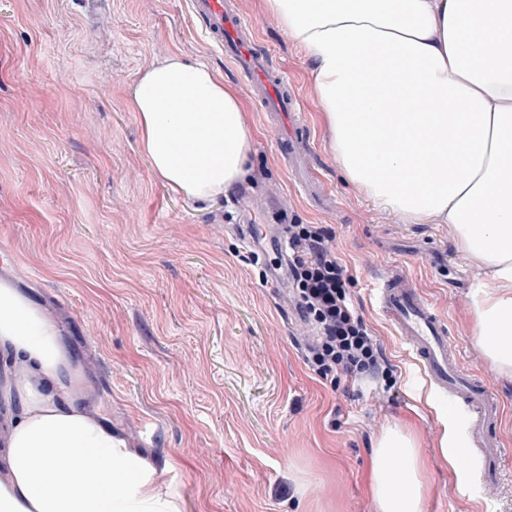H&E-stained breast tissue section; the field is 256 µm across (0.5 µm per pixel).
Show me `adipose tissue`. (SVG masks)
Returning a JSON list of instances; mask_svg holds the SVG:
<instances>
[{
  "mask_svg": "<svg viewBox=\"0 0 512 512\" xmlns=\"http://www.w3.org/2000/svg\"><path fill=\"white\" fill-rule=\"evenodd\" d=\"M307 53L345 178L413 222L451 225L491 286L474 302L479 345L512 378V0H265ZM482 22L483 43L470 27ZM153 172L194 200L247 173L254 132L235 89L171 57L130 100ZM383 137L382 151L366 136ZM0 364L14 379L0 424V512H179L157 470L81 407L82 377L58 326L0 278ZM68 466L69 483L57 480ZM379 512H420L421 452L402 426L377 439Z\"/></svg>",
  "mask_w": 512,
  "mask_h": 512,
  "instance_id": "1",
  "label": "adipose tissue"
}]
</instances>
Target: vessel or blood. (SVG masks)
<instances>
[{
	"label": "vessel or blood",
	"instance_id": "b4317fda",
	"mask_svg": "<svg viewBox=\"0 0 512 512\" xmlns=\"http://www.w3.org/2000/svg\"><path fill=\"white\" fill-rule=\"evenodd\" d=\"M188 9L201 20L210 41L248 80L253 94L265 102L274 127L300 116L298 97L283 84L278 69L259 48L253 25L243 20L233 0H188ZM280 152L295 186L313 205H329L331 197L313 177L303 142L290 137L281 143ZM374 299L432 393L457 417L466 443L459 456L461 469L476 482L480 497L495 498L504 456L503 442L496 434L504 413L502 401L462 360L449 339L447 319L406 274L396 269L388 272Z\"/></svg>",
	"mask_w": 512,
	"mask_h": 512
}]
</instances>
